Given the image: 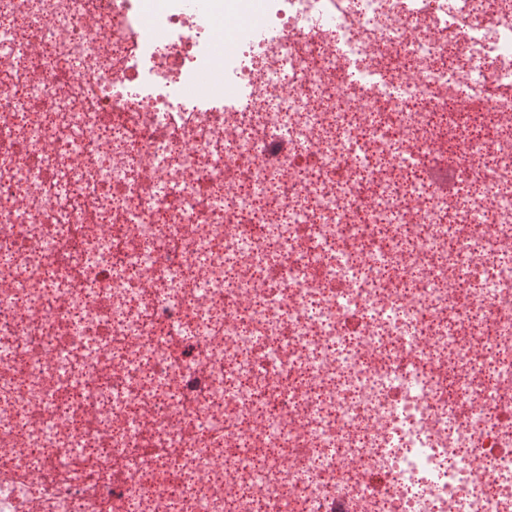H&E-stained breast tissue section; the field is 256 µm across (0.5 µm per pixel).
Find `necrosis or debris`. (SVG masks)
I'll list each match as a JSON object with an SVG mask.
<instances>
[{"mask_svg":"<svg viewBox=\"0 0 512 512\" xmlns=\"http://www.w3.org/2000/svg\"><path fill=\"white\" fill-rule=\"evenodd\" d=\"M507 85L512 0H0V512H512Z\"/></svg>","mask_w":512,"mask_h":512,"instance_id":"obj_1","label":"necrosis or debris"}]
</instances>
